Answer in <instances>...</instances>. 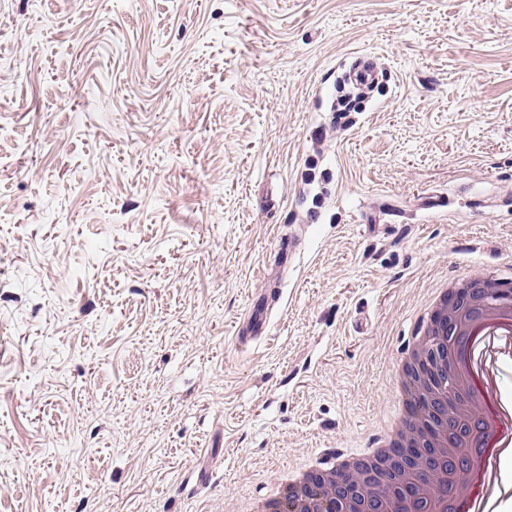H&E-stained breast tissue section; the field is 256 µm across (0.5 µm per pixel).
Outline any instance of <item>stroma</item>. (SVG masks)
<instances>
[{"label":"stroma","instance_id":"1","mask_svg":"<svg viewBox=\"0 0 512 512\" xmlns=\"http://www.w3.org/2000/svg\"><path fill=\"white\" fill-rule=\"evenodd\" d=\"M488 275L512 0H0V512H243ZM354 84L364 88L358 89L350 86L345 81L343 85L348 87V98L351 96H362L366 94V89H370L378 82V73L372 66L370 59L367 56H358L348 73L345 76Z\"/></svg>","mask_w":512,"mask_h":512}]
</instances>
